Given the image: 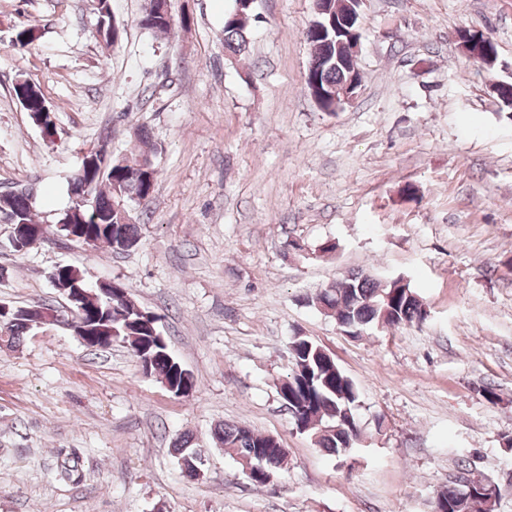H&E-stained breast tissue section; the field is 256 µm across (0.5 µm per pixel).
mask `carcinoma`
<instances>
[{
  "mask_svg": "<svg viewBox=\"0 0 512 512\" xmlns=\"http://www.w3.org/2000/svg\"><path fill=\"white\" fill-rule=\"evenodd\" d=\"M97 28L102 32L107 45H114L110 34L113 31L111 0H100L95 7ZM253 7L233 0L232 8L225 14L223 27L224 50L237 58L247 52L246 23L252 16ZM173 16H167L144 5L138 25L153 34L167 32ZM306 41L311 55H336V44L319 37L306 29ZM458 36L471 48L479 50L483 59H497V48L493 40L469 29H462ZM351 69L327 65L319 71L320 86L336 85L348 80ZM16 98L27 103L26 111L41 131L54 134L52 111L40 88L28 81L14 85ZM156 180V170L148 155L131 156L119 161L114 158L108 164L103 159L95 160L84 167V172H74L68 181L70 194L78 192L81 185L87 186L89 198L80 203L72 198V204L59 217L62 224L59 232H73L105 244L112 250H131L139 242L137 224L120 222L116 210L117 200L112 191L118 183L128 189L126 199L149 198ZM0 223L15 227L10 240L15 251L20 252L25 240L36 234H46L44 225L36 220L34 202L19 188L0 198ZM54 287L88 289L82 272L67 266L51 273ZM306 304L328 316H333L338 325L352 324L359 330L372 328H398L402 325L420 324L427 319V311L410 283L403 285L395 279L381 280L363 270L353 273L331 288H324L306 297ZM160 318L145 317L138 313L128 286L112 282V299H87L85 322L110 330L117 340L127 345L136 358L144 360L148 374L156 375L161 382L176 390L183 388L192 392L195 380L192 374L184 373L181 363L173 357L169 348L162 344L158 322ZM30 332L26 320L9 318L0 327V341L9 345L18 343ZM293 368L277 389L280 400L288 403L289 415L296 429L311 437L314 445L339 458L351 456L360 445L359 436L351 433V426L358 424L355 407L359 401L356 383L336 362L323 353V347L306 336L295 335L289 342ZM218 444L232 450L236 460L253 457L256 466L251 478L253 484L266 483L267 474L278 475L284 468L286 452L282 448L268 446V437L242 424H223L215 429ZM458 483L437 491L430 504L431 512H462L458 509Z\"/></svg>",
  "mask_w": 512,
  "mask_h": 512,
  "instance_id": "carcinoma-1",
  "label": "carcinoma"
}]
</instances>
